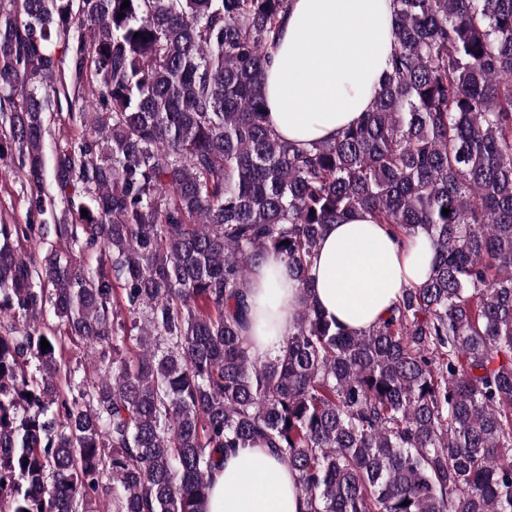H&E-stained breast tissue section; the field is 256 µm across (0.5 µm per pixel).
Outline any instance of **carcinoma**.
Here are the masks:
<instances>
[{"instance_id": "1", "label": "carcinoma", "mask_w": 512, "mask_h": 512, "mask_svg": "<svg viewBox=\"0 0 512 512\" xmlns=\"http://www.w3.org/2000/svg\"><path fill=\"white\" fill-rule=\"evenodd\" d=\"M13 2L0 161L43 220L0 221V512H204L224 453L255 446L305 512H512V0H394L372 110L308 147L266 121L289 0ZM67 63L91 98L68 100L59 210ZM362 214L428 235L429 278L359 334L307 299L253 357L254 264L304 282ZM51 121L49 124L50 132L47 138V150L45 154L47 181L46 189L52 190L51 187V170H52V153L55 149V142L64 141L66 139L76 138L79 136L81 129L74 126L67 116L66 110L63 112H51Z\"/></svg>"}]
</instances>
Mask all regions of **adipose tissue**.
Segmentation results:
<instances>
[{"mask_svg": "<svg viewBox=\"0 0 512 512\" xmlns=\"http://www.w3.org/2000/svg\"><path fill=\"white\" fill-rule=\"evenodd\" d=\"M394 0H291L265 70L266 119L289 143L335 140L370 111L395 43ZM434 248L426 234L398 243L386 225L357 216L329 225L299 282L267 254L249 293L251 353L263 359L292 331L304 299L347 330L389 316L404 289L423 283ZM294 471L265 448L225 454L211 475L206 512H302Z\"/></svg>", "mask_w": 512, "mask_h": 512, "instance_id": "obj_1", "label": "adipose tissue"}]
</instances>
